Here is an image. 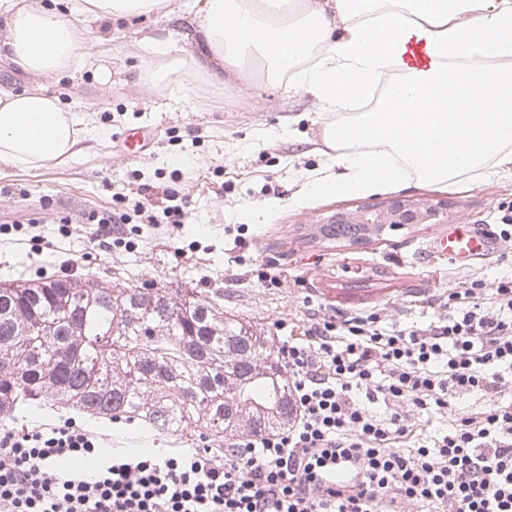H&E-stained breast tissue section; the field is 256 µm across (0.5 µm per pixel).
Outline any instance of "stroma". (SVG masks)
Returning <instances> with one entry per match:
<instances>
[{"label":"stroma","mask_w":512,"mask_h":512,"mask_svg":"<svg viewBox=\"0 0 512 512\" xmlns=\"http://www.w3.org/2000/svg\"><path fill=\"white\" fill-rule=\"evenodd\" d=\"M164 22L91 24L90 37L105 53L112 82L85 74L71 95L95 110L97 141L61 163L27 170L0 167V283L107 272L146 286L191 288L220 300L224 314L280 336L305 300L331 314L382 311L403 325L448 316L435 295L472 281L512 275V243L500 241L485 256L462 265L440 258L436 243L451 225L478 224L500 233L512 222V172L440 187L415 180L366 194L338 193L296 201L305 182L336 174L318 151L321 118L311 98L285 87L225 88L222 99L202 98L200 108L168 103L142 83L149 56L136 43L161 33ZM144 127L155 144L140 156L118 150L115 140ZM153 199L182 189L191 213L179 229L133 222L118 238L92 237L84 216L111 209L116 193L138 199L142 184ZM394 197L445 202L443 224H408L383 239L352 246L313 239L312 225L336 212ZM270 212L263 223L252 215ZM35 226H28V219ZM274 264L283 284L266 288L257 269ZM98 432L107 448H208L210 433L162 436L138 422H105L69 410H25L9 431L69 418Z\"/></svg>","instance_id":"stroma-1"}]
</instances>
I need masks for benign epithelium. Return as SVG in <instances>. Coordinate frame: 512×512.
<instances>
[{
    "label": "benign epithelium",
    "mask_w": 512,
    "mask_h": 512,
    "mask_svg": "<svg viewBox=\"0 0 512 512\" xmlns=\"http://www.w3.org/2000/svg\"><path fill=\"white\" fill-rule=\"evenodd\" d=\"M444 205L427 201H411L400 197L383 204L366 205L353 212L336 213L321 220L323 224H354L356 240L373 241L389 229L408 224H441Z\"/></svg>",
    "instance_id": "7a95c632"
}]
</instances>
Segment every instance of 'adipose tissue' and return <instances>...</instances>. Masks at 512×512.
Instances as JSON below:
<instances>
[{"instance_id":"obj_1","label":"adipose tissue","mask_w":512,"mask_h":512,"mask_svg":"<svg viewBox=\"0 0 512 512\" xmlns=\"http://www.w3.org/2000/svg\"><path fill=\"white\" fill-rule=\"evenodd\" d=\"M154 18L189 32L146 37L145 78L194 105L185 75L216 90L263 82L310 95L324 121L321 151L339 168L310 195L371 192L409 178L448 186L512 168V0H0V57L34 81L0 89V166L41 169L95 139L79 102L51 85L112 73L76 25Z\"/></svg>"}]
</instances>
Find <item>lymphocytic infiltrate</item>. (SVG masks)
<instances>
[{
	"label": "lymphocytic infiltrate",
	"mask_w": 512,
	"mask_h": 512,
	"mask_svg": "<svg viewBox=\"0 0 512 512\" xmlns=\"http://www.w3.org/2000/svg\"><path fill=\"white\" fill-rule=\"evenodd\" d=\"M115 197L92 224H184L168 187ZM448 317L397 327L389 316L313 313L279 348L296 418L224 455L103 448L73 421L0 439V512H512V279L449 290ZM479 393L482 408L456 411ZM382 401L378 416L369 403ZM456 415L416 438L420 415Z\"/></svg>",
	"instance_id": "lymphocytic-infiltrate-1"
}]
</instances>
